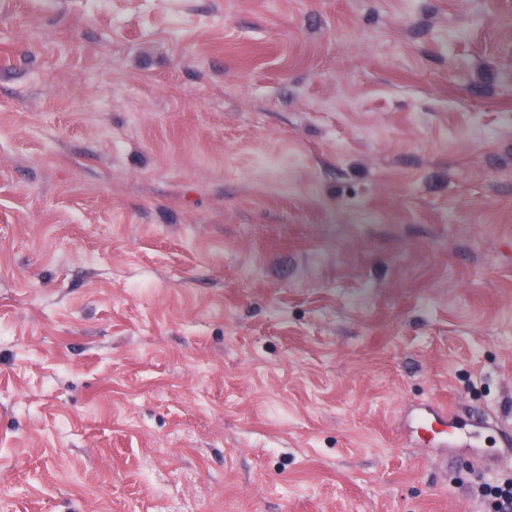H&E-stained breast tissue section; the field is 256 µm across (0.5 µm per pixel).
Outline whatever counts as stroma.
I'll list each match as a JSON object with an SVG mask.
<instances>
[{"label": "stroma", "mask_w": 512, "mask_h": 512, "mask_svg": "<svg viewBox=\"0 0 512 512\" xmlns=\"http://www.w3.org/2000/svg\"><path fill=\"white\" fill-rule=\"evenodd\" d=\"M512 426V0H0V512H485ZM471 431L493 429L497 430L502 448H508L512 453V431L501 428L488 416H480L469 422H464L454 416L453 409L438 403L426 404L420 408L412 417L410 430L417 434H431L433 438L438 437L440 448L454 447L456 440L461 434Z\"/></svg>", "instance_id": "35a3bbf8"}]
</instances>
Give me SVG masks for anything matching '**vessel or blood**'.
<instances>
[{"instance_id": "b4317fda", "label": "vessel or blood", "mask_w": 512, "mask_h": 512, "mask_svg": "<svg viewBox=\"0 0 512 512\" xmlns=\"http://www.w3.org/2000/svg\"><path fill=\"white\" fill-rule=\"evenodd\" d=\"M497 429L502 447H512V431L497 428L488 416H480L471 422H464L455 416L451 407L430 403L420 408L411 420L410 429L419 434H429L438 439L441 447L454 445L467 430Z\"/></svg>"}]
</instances>
